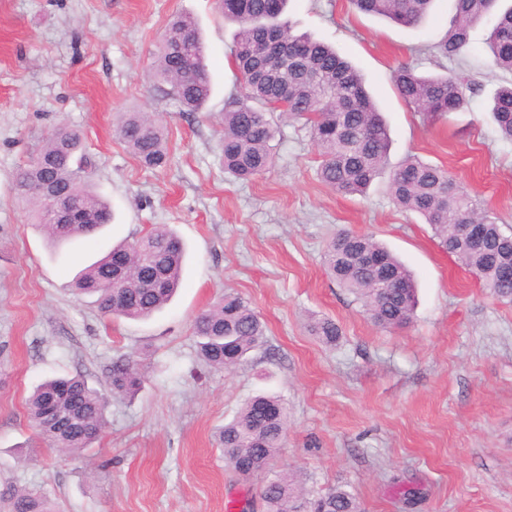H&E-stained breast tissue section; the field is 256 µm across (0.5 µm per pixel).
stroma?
Returning a JSON list of instances; mask_svg holds the SVG:
<instances>
[{"label": "stroma", "mask_w": 512, "mask_h": 512, "mask_svg": "<svg viewBox=\"0 0 512 512\" xmlns=\"http://www.w3.org/2000/svg\"><path fill=\"white\" fill-rule=\"evenodd\" d=\"M452 5L435 0L414 27L349 0H291L285 18L361 72L389 124L391 164L415 155L447 167L512 226V142L488 113L512 74L489 66L484 24L464 55L435 53ZM176 15L194 20L211 77V96L194 114L149 75ZM237 32L217 0H0V512H12L20 490L42 495L53 512H229L244 498L263 512L260 477L235 473L216 442L258 393L288 406L275 468L299 474L309 496L342 485L365 512H512V303L394 204L387 177L364 197L325 186L300 122L276 119L275 162L264 175L242 182L225 172L224 103L240 90ZM404 64L457 74L479 92L469 109L423 120L390 81ZM125 112L153 113L165 167H142L117 138ZM63 125L80 131L113 220L96 246L76 240L57 252L14 183ZM159 224L186 247L181 286L161 312L109 320L93 296L74 294L81 269ZM342 229L373 236L412 272L410 325L377 329L328 276L323 247ZM227 289L249 299L267 330L265 345L230 372L208 367L192 334L195 316ZM312 314L336 321L338 345L308 333ZM127 356L141 388L111 397L98 444L79 455L46 449L26 414L32 388L67 373L103 387L112 362Z\"/></svg>", "instance_id": "1"}]
</instances>
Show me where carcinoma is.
Instances as JSON below:
<instances>
[{
  "instance_id": "obj_1",
  "label": "carcinoma",
  "mask_w": 512,
  "mask_h": 512,
  "mask_svg": "<svg viewBox=\"0 0 512 512\" xmlns=\"http://www.w3.org/2000/svg\"><path fill=\"white\" fill-rule=\"evenodd\" d=\"M434 0H350L359 11L380 15L403 26H415ZM288 0H220L224 18L238 26L232 62L243 91L224 107V170L240 180L265 173L273 164L274 113L304 122L321 158L319 178L340 195L363 193L388 165L389 128L366 90L359 72L333 47L296 34L281 20ZM454 15L435 45L440 56L460 55L469 45L470 29L495 14L486 44L491 63L512 74V5L491 8V0H453ZM153 78L169 86L167 94L182 111L197 112L211 94L204 48L195 23L177 16L156 44ZM399 96L418 114L436 119L466 108L472 88L455 74L423 76L410 66L392 74ZM489 112L499 134L512 142V82L494 95ZM115 132L146 168L167 164L161 127L142 112H127ZM81 136L67 126L47 139L15 182L17 194L35 207L36 225L49 246L60 250L112 220L109 205L88 185L89 161L78 154ZM58 190L71 188L74 223L57 224L48 204L27 188L44 181ZM395 204L422 216L438 247L474 274L500 300L512 302V228L504 230L489 211L468 193L452 173L416 157L405 159L390 175ZM483 225L478 249H460L456 227L463 221ZM185 248L166 225L153 227L140 239L113 247L86 267L75 283L80 293L97 295L105 318L144 319L161 310L180 285ZM329 275L361 304L368 320L384 331L408 326L413 319L416 288L406 266L368 235L336 233L323 254ZM308 332L327 345L342 336L336 321L312 316ZM193 335L200 358L211 368L229 369L266 342V328L250 302L224 291L196 316ZM110 394L131 396L140 388L134 361L112 364L107 375ZM110 400L80 375L51 378L26 401L36 437L48 448L81 454L98 442L106 425ZM288 408L277 396L246 399L236 417L217 433L224 458L233 464L250 460L252 474L263 476L259 497L264 512H363L358 498L335 487L313 498L305 496L298 478L272 470L285 444ZM14 512H51L47 500L30 491L13 497Z\"/></svg>"
}]
</instances>
